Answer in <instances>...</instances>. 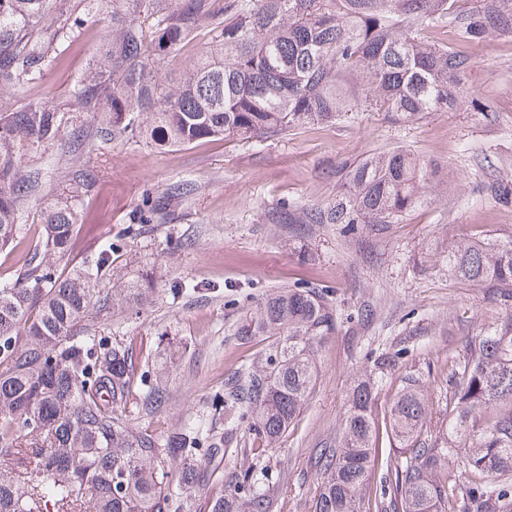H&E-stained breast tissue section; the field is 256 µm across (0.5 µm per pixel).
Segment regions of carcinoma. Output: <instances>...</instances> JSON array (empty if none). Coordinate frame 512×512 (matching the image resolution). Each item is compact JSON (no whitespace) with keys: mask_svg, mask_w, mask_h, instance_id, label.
Segmentation results:
<instances>
[{"mask_svg":"<svg viewBox=\"0 0 512 512\" xmlns=\"http://www.w3.org/2000/svg\"><path fill=\"white\" fill-rule=\"evenodd\" d=\"M101 0H0V250L24 234L29 202L39 205L41 243L17 276L0 284V512H177L171 462L200 448L199 429L162 441L133 430L123 409L137 399L160 411L157 382L136 393L133 347L97 333L99 272L113 245L69 258L85 196L99 180L108 145L156 149L221 138L261 141L306 124L354 121L379 112L394 124L451 111L462 99L470 58L426 44L425 28L449 24L461 41L494 31L512 36V0H482L466 14L456 0H109L110 30L68 98L58 104L18 98L59 62L75 35L100 12ZM205 26L209 47L184 66L172 61ZM85 150L70 167L66 191L47 182L40 159L73 126ZM438 170L403 148L347 166L336 201L278 217L280 224H341L378 231L421 203ZM159 202L146 198L138 223L157 224ZM440 256L448 274L485 289L509 311L468 345L448 373V435L472 425L467 485L437 475L447 449L421 438L426 404L407 379L389 410V429L409 454L387 473L381 496H366L376 461L375 384L361 378L336 447L318 461L313 512H512V237L449 238ZM112 312L149 308V285L112 289ZM324 295L288 288L245 316L240 336H276L265 369L247 376L217 407L246 408L253 436L243 452L259 458L280 440L314 391L315 349L336 332ZM273 496L248 473L234 475L210 512H272Z\"/></svg>","mask_w":512,"mask_h":512,"instance_id":"obj_1","label":"carcinoma"}]
</instances>
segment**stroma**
<instances>
[{"mask_svg":"<svg viewBox=\"0 0 512 512\" xmlns=\"http://www.w3.org/2000/svg\"><path fill=\"white\" fill-rule=\"evenodd\" d=\"M106 34L105 23L88 27L21 99H66ZM420 37L470 56L461 108L402 124L370 112L262 142L216 139L165 150L118 145L86 198L90 221L75 229L74 256L112 241V265L100 287L147 273L156 288L152 307L125 312L104 330L114 342L142 341L143 359L166 389L159 413L145 414L131 403L124 422L163 438L193 425L225 439L219 456L199 455L200 482L182 497L181 512H209L212 494L231 473L254 469L260 488L274 492L273 512H312L315 458L334 445L354 381L371 373L378 417H385L404 378H415L428 402L423 435L447 442L448 373L468 340L503 323L506 311L484 289L449 277L434 247L447 236L482 229L512 235V204L485 191L489 183L512 180V37L461 42L446 25L424 29ZM397 146L442 169L401 223L348 233L336 224H310L295 233L273 223L280 209L335 200L344 166ZM179 183L188 192L167 197L163 223L135 224L145 194L167 196ZM175 283L183 288L176 297L170 291ZM297 284L325 293L338 329L316 353L319 378L303 411L258 460L238 446L247 420L216 411L212 401L228 378L264 366L277 342L237 335L241 318ZM378 358L388 361L379 371L373 368Z\"/></svg>","mask_w":512,"mask_h":512,"instance_id":"stroma-1","label":"stroma"}]
</instances>
